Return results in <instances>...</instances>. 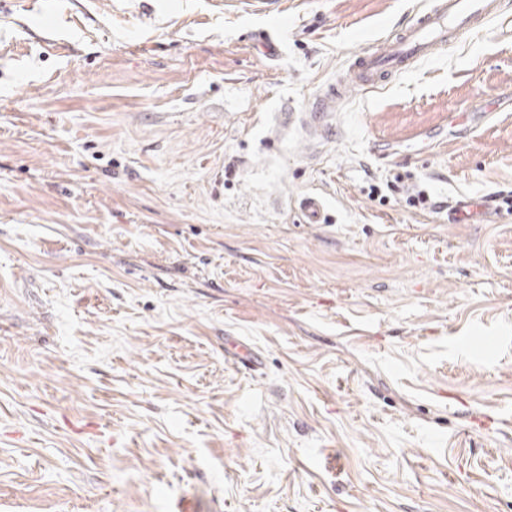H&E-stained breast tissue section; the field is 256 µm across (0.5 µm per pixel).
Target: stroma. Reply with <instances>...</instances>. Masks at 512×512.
Masks as SVG:
<instances>
[{
	"instance_id": "1",
	"label": "stroma",
	"mask_w": 512,
	"mask_h": 512,
	"mask_svg": "<svg viewBox=\"0 0 512 512\" xmlns=\"http://www.w3.org/2000/svg\"><path fill=\"white\" fill-rule=\"evenodd\" d=\"M260 2L0 0V512L512 503V42L315 128L429 0ZM297 208L302 222L305 224H323L325 215L321 200L315 195H307L300 198L297 202Z\"/></svg>"
}]
</instances>
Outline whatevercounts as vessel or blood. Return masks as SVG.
Returning a JSON list of instances; mask_svg holds the SVG:
<instances>
[{"label": "vessel or blood", "mask_w": 512, "mask_h": 512, "mask_svg": "<svg viewBox=\"0 0 512 512\" xmlns=\"http://www.w3.org/2000/svg\"><path fill=\"white\" fill-rule=\"evenodd\" d=\"M488 23L495 25L503 40H512V11L502 0H431L404 25L356 53L322 93L320 111L341 109L350 90H379L395 76L437 55L459 35L474 33ZM297 208L303 223H324L317 196L300 198Z\"/></svg>", "instance_id": "obj_1"}]
</instances>
